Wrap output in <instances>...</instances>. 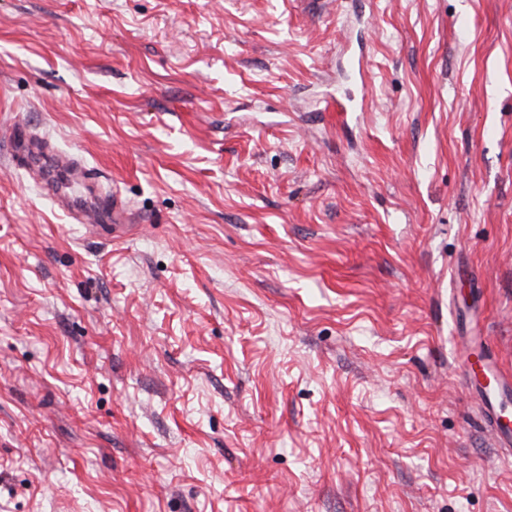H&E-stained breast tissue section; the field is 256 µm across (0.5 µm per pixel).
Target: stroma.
<instances>
[{
	"instance_id": "obj_1",
	"label": "stroma",
	"mask_w": 512,
	"mask_h": 512,
	"mask_svg": "<svg viewBox=\"0 0 512 512\" xmlns=\"http://www.w3.org/2000/svg\"><path fill=\"white\" fill-rule=\"evenodd\" d=\"M478 331L512 372V0H0V512H512ZM106 217L112 226L113 237L120 236L124 233L127 224L132 222V214L128 212L127 206L116 195H108L100 198L98 206L94 207L92 213L84 212L80 218L75 217L79 223H94L96 218ZM459 353L460 364L465 368L466 384L475 390L483 402L488 427L503 455L510 457L512 428L502 421V408L509 396L510 376L497 368L492 357L483 348L482 340L476 346L462 345ZM477 369L484 372L488 380L487 385L478 377Z\"/></svg>"
}]
</instances>
